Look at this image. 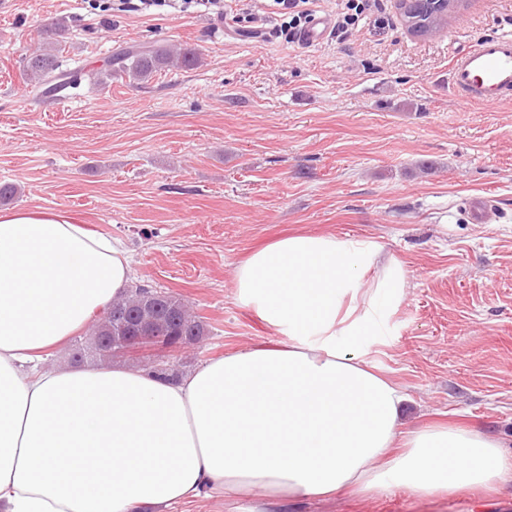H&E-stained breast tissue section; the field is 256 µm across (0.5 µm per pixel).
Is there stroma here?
Returning a JSON list of instances; mask_svg holds the SVG:
<instances>
[{
	"label": "stroma",
	"instance_id": "stroma-1",
	"mask_svg": "<svg viewBox=\"0 0 512 512\" xmlns=\"http://www.w3.org/2000/svg\"><path fill=\"white\" fill-rule=\"evenodd\" d=\"M240 15L0 0V183L18 189L0 211H71L119 239L133 282L177 294L206 326L172 353L182 376L280 341L235 299L249 253L297 231L382 246L409 285L355 352L404 387L408 416L485 431L512 454V101L464 102L448 84L458 52L512 30V0H464L431 37L404 28L396 0H372L358 28L312 48L263 0H242ZM57 18L69 34L56 63L80 84L39 101L24 59ZM179 44L201 52L197 68L91 78L121 49ZM479 194L496 200L491 223L463 205ZM474 507L390 491L285 512Z\"/></svg>",
	"mask_w": 512,
	"mask_h": 512
}]
</instances>
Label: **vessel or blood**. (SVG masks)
Returning <instances> with one entry per match:
<instances>
[{
	"instance_id": "b4317fda",
	"label": "vessel or blood",
	"mask_w": 512,
	"mask_h": 512,
	"mask_svg": "<svg viewBox=\"0 0 512 512\" xmlns=\"http://www.w3.org/2000/svg\"><path fill=\"white\" fill-rule=\"evenodd\" d=\"M333 29L332 20L315 16L301 30L298 40L315 47L322 44ZM450 82L462 101L496 107L512 100V32L501 33L476 42L460 53L449 71ZM472 223H489L496 209L489 196H473L467 201Z\"/></svg>"
}]
</instances>
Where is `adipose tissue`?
<instances>
[{
  "instance_id": "ef3b65f1",
  "label": "adipose tissue",
  "mask_w": 512,
  "mask_h": 512,
  "mask_svg": "<svg viewBox=\"0 0 512 512\" xmlns=\"http://www.w3.org/2000/svg\"><path fill=\"white\" fill-rule=\"evenodd\" d=\"M376 264L383 275L365 279ZM130 273L121 244L79 214L0 213V512H138L212 492L254 498L255 512L342 492L512 497V457L494 437L410 426L403 388L337 345L372 335L373 313L407 284L381 248L299 233L252 252L235 297L276 345L177 380L118 362L38 370Z\"/></svg>"
}]
</instances>
